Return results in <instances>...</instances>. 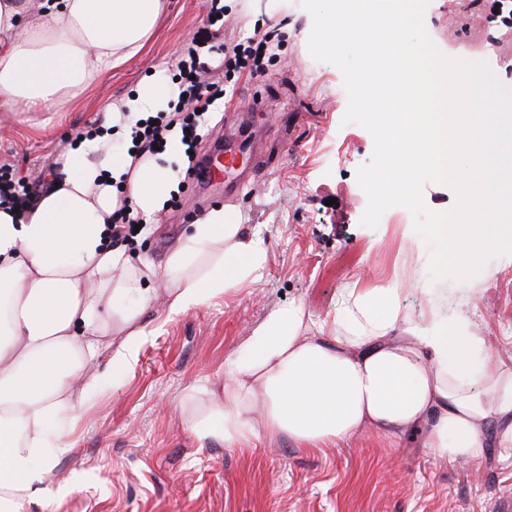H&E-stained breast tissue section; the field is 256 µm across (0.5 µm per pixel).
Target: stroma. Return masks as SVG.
Returning <instances> with one entry per match:
<instances>
[{
	"instance_id": "1",
	"label": "stroma",
	"mask_w": 512,
	"mask_h": 512,
	"mask_svg": "<svg viewBox=\"0 0 512 512\" xmlns=\"http://www.w3.org/2000/svg\"><path fill=\"white\" fill-rule=\"evenodd\" d=\"M509 14L512 0H429L424 23L443 54L487 60L512 87V28L502 21ZM205 21V0H170L145 53L79 103L63 112L1 111L0 165L34 180L60 163L112 98L134 94L152 71L174 75L184 41ZM257 27L284 35L281 55L263 78H239L213 106V131L198 151L242 148L243 173L226 169L193 185L187 205L165 208L126 252L161 264L188 233L189 208L230 206L243 223L261 225L266 264L252 285L190 312L169 314L161 299L145 310L135 367L115 372L114 390L83 413L73 448L54 457L23 512H512L511 455L451 461L426 448L420 431L394 443L361 432L316 450L285 436L239 445L191 433L204 388L221 384L226 361L270 313L292 305L321 319L349 288L398 282L396 305L418 327L428 328L435 311L468 317L512 369V255L492 259L473 287L436 283L408 210L391 208L376 228L363 226L367 197L356 174L374 140L343 121L340 70L310 56L312 18L300 0H232L219 40H244ZM254 97L262 106L250 107Z\"/></svg>"
}]
</instances>
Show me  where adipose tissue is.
<instances>
[{"instance_id": "adipose-tissue-1", "label": "adipose tissue", "mask_w": 512, "mask_h": 512, "mask_svg": "<svg viewBox=\"0 0 512 512\" xmlns=\"http://www.w3.org/2000/svg\"><path fill=\"white\" fill-rule=\"evenodd\" d=\"M167 11L168 0H0V111L80 102L146 50ZM173 97L153 72L105 106L102 134L67 151L54 187L25 213L0 206V512H22L85 406L109 388L110 368L136 363L153 281L167 283L169 313L183 314L253 283L267 259L261 232L230 207L203 214L160 267L109 247L119 197L154 217L175 190L171 162L183 149L173 136L170 164L115 157L112 141L128 131L120 118L167 111ZM398 293L392 283L346 294L348 336L333 318L310 324L292 306L271 313L228 362L223 386L207 389L194 436L235 443L264 432L324 448L365 429L397 440L421 428L426 447L456 461L512 450V370L468 321L436 314L418 328L397 310Z\"/></svg>"}]
</instances>
